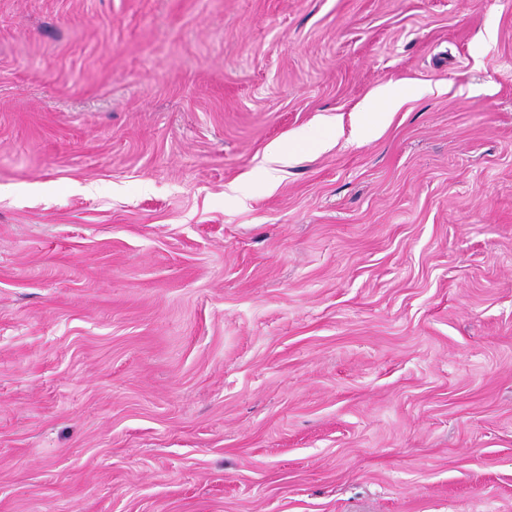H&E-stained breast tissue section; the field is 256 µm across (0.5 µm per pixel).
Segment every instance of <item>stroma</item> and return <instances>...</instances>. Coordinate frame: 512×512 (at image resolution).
Returning a JSON list of instances; mask_svg holds the SVG:
<instances>
[{
    "instance_id": "stroma-1",
    "label": "stroma",
    "mask_w": 512,
    "mask_h": 512,
    "mask_svg": "<svg viewBox=\"0 0 512 512\" xmlns=\"http://www.w3.org/2000/svg\"><path fill=\"white\" fill-rule=\"evenodd\" d=\"M0 512H512V0H0Z\"/></svg>"
}]
</instances>
